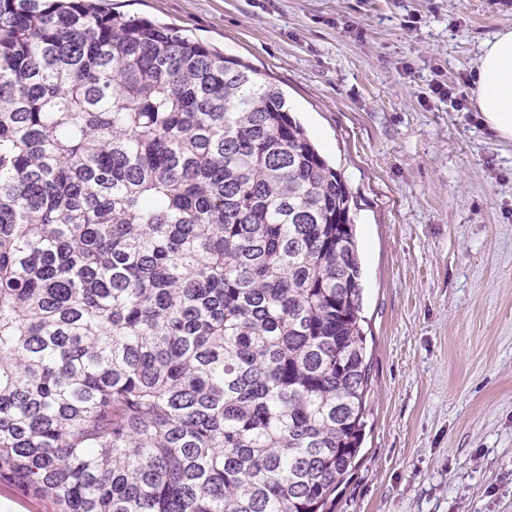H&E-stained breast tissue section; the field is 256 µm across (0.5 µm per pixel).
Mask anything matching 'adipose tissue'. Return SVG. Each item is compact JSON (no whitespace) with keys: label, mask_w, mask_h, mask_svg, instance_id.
<instances>
[{"label":"adipose tissue","mask_w":512,"mask_h":512,"mask_svg":"<svg viewBox=\"0 0 512 512\" xmlns=\"http://www.w3.org/2000/svg\"><path fill=\"white\" fill-rule=\"evenodd\" d=\"M472 94L488 128L499 139L512 141V28L483 42Z\"/></svg>","instance_id":"ef3b65f1"}]
</instances>
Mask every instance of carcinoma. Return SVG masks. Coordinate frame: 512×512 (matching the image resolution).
I'll return each instance as SVG.
<instances>
[{"label": "carcinoma", "instance_id": "1", "mask_svg": "<svg viewBox=\"0 0 512 512\" xmlns=\"http://www.w3.org/2000/svg\"><path fill=\"white\" fill-rule=\"evenodd\" d=\"M350 204L250 66L104 0H0V486L331 512L370 378Z\"/></svg>", "mask_w": 512, "mask_h": 512}]
</instances>
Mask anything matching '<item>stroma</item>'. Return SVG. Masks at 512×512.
<instances>
[{
  "label": "stroma",
  "instance_id": "stroma-1",
  "mask_svg": "<svg viewBox=\"0 0 512 512\" xmlns=\"http://www.w3.org/2000/svg\"><path fill=\"white\" fill-rule=\"evenodd\" d=\"M279 87L353 202L370 381L334 512H512V143L473 101L512 0H112Z\"/></svg>",
  "mask_w": 512,
  "mask_h": 512
}]
</instances>
